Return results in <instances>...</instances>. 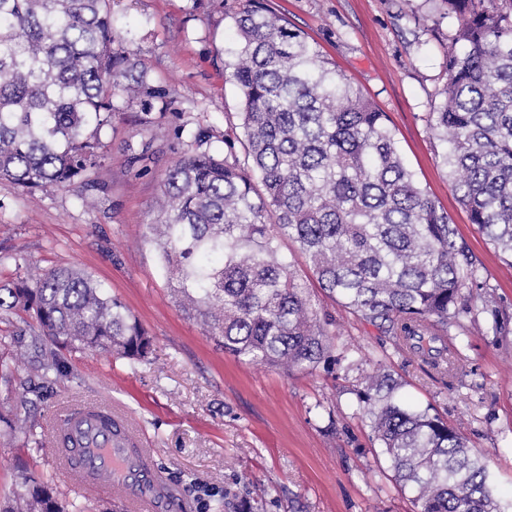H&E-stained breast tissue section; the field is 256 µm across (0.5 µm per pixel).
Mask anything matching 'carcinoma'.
Instances as JSON below:
<instances>
[{"label": "carcinoma", "instance_id": "1", "mask_svg": "<svg viewBox=\"0 0 512 512\" xmlns=\"http://www.w3.org/2000/svg\"><path fill=\"white\" fill-rule=\"evenodd\" d=\"M458 26L445 47L441 101L426 117L452 190L495 250L512 259V0H442ZM229 64L241 93L243 157L196 151L162 180L147 225L167 286L224 352L288 371L312 370L334 347L332 319L279 252L306 256L333 301L396 348L453 378L463 358L449 328L488 301L482 263L415 179L387 115L261 0L232 14ZM158 97L133 53L115 45L112 0H0V180L71 187L100 166L97 132L113 99ZM33 311L59 352L143 360L144 327L75 268L0 287V309ZM384 368L358 391L374 440L417 512H505L489 465L430 408L412 407ZM27 512H63L49 482L25 480Z\"/></svg>", "mask_w": 512, "mask_h": 512}]
</instances>
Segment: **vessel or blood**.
<instances>
[{"label":"vessel or blood","mask_w":512,"mask_h":512,"mask_svg":"<svg viewBox=\"0 0 512 512\" xmlns=\"http://www.w3.org/2000/svg\"><path fill=\"white\" fill-rule=\"evenodd\" d=\"M55 451L67 463L79 489L90 492L102 485L112 487L132 512L146 507L154 512L176 499L151 450L130 437L125 417L112 409L85 405L67 412L57 430Z\"/></svg>","instance_id":"obj_1"}]
</instances>
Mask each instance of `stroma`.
<instances>
[{
  "instance_id": "35a3bbf8",
  "label": "stroma",
  "mask_w": 512,
  "mask_h": 512,
  "mask_svg": "<svg viewBox=\"0 0 512 512\" xmlns=\"http://www.w3.org/2000/svg\"><path fill=\"white\" fill-rule=\"evenodd\" d=\"M264 2L387 112L408 167L481 259L492 305L508 318L504 331L489 333L488 312L475 307L473 321L449 333L465 369L447 382L319 292L336 339L316 370L286 374L225 354L175 302L147 226L166 170L194 150V133L207 131L219 155L240 133V93L226 75L236 42L230 14L245 0H114L116 37L159 96L119 100L98 133L101 166L84 183L30 192L0 180V282L79 269L126 306L153 350L144 361L65 350L62 375L48 382L30 313L0 310V336L13 339L0 357L25 356L0 374V512L20 506L27 477L50 481L74 512H129L112 491L72 486L53 453V411L84 402L127 414L131 435L152 449L178 493L170 512H212L219 501L224 512H415L358 405L360 379L379 364L407 401L431 408L484 454L500 497L512 502V264L471 224L426 122L440 101L442 44L456 21L422 30L419 19L442 12L440 0ZM28 417L39 423L36 436L22 425Z\"/></svg>"
}]
</instances>
